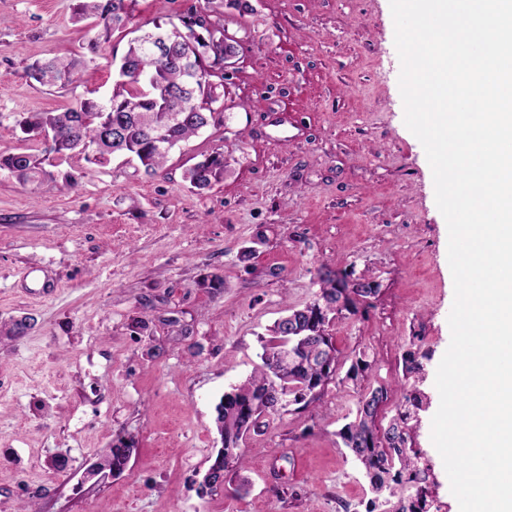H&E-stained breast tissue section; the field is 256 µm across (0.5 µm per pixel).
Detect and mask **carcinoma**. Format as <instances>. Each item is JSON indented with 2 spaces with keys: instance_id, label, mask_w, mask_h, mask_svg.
I'll return each mask as SVG.
<instances>
[{
  "instance_id": "obj_1",
  "label": "carcinoma",
  "mask_w": 512,
  "mask_h": 512,
  "mask_svg": "<svg viewBox=\"0 0 512 512\" xmlns=\"http://www.w3.org/2000/svg\"><path fill=\"white\" fill-rule=\"evenodd\" d=\"M137 0H75L73 15L92 20L96 36L88 53L46 57L29 65L31 77L43 87L65 88L78 81L94 55L133 19ZM212 0L211 13L188 9L155 18L152 27L128 41L120 57H112L117 76L106 96L94 92L60 112H22L16 124L24 140L44 144L40 153L19 148L0 153V171L23 186L48 185L72 189L84 176L48 169L54 159L79 156L90 167L104 166L114 157L137 162L148 175L163 168L181 143L212 127L224 126V65L236 56V41L224 33L221 8ZM167 45L158 59L152 39ZM224 153L214 150L185 169L183 178L198 191L224 180ZM319 293L313 302L290 308L262 341L261 364L241 385L227 392L215 407V425L222 448L212 468L221 472L243 462L241 444L248 434L267 425L265 418L283 404L305 409L318 401L338 374L339 359L330 326L339 317L354 315L360 301L379 292L366 277L350 279L328 267L318 271ZM370 363L356 359L345 379L358 385ZM421 392L406 397L404 411L378 434L376 418L387 399L380 385L361 394L353 420L339 431L342 444L362 467L374 497L365 512H376L379 499L386 512H429L427 476L407 448V421L423 406Z\"/></svg>"
}]
</instances>
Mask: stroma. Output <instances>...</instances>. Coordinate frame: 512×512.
I'll list each match as a JSON object with an SVG mask.
<instances>
[{"instance_id": "stroma-1", "label": "stroma", "mask_w": 512, "mask_h": 512, "mask_svg": "<svg viewBox=\"0 0 512 512\" xmlns=\"http://www.w3.org/2000/svg\"><path fill=\"white\" fill-rule=\"evenodd\" d=\"M248 2L224 4L238 53L223 127L174 150L162 171L116 158L69 191L0 173V512H358L368 481L336 432L365 388H387L379 427L396 415L416 384L403 368L416 334L430 404L410 445L436 512H459L431 441L451 338L448 229L404 124L390 0ZM73 4L0 0V152L22 145L19 113L112 86L121 33L71 86L28 74L94 37ZM215 149L229 161L223 181L191 189L184 170ZM324 266L380 288L331 328L343 366L368 354L362 386L337 378L318 407L270 415L244 441L243 468L201 487L221 446L216 404L259 364L285 310L314 299ZM34 267L52 293L27 294ZM20 319L28 327L13 333ZM121 440L132 445L122 473L90 475Z\"/></svg>"}]
</instances>
